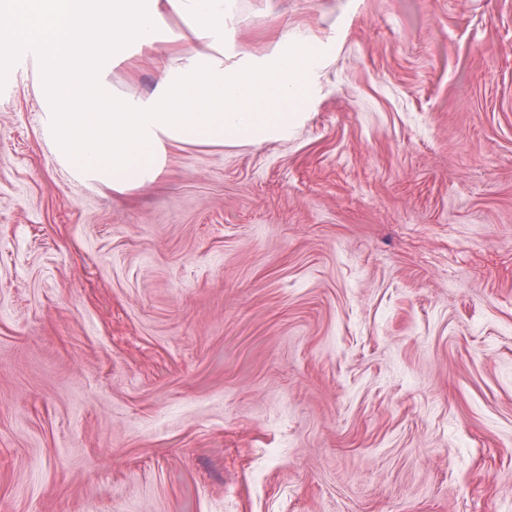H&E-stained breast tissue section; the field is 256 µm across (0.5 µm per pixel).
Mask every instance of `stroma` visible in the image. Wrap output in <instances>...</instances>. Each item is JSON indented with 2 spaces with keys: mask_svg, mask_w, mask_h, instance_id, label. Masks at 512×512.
Wrapping results in <instances>:
<instances>
[{
  "mask_svg": "<svg viewBox=\"0 0 512 512\" xmlns=\"http://www.w3.org/2000/svg\"><path fill=\"white\" fill-rule=\"evenodd\" d=\"M288 34V140L124 193L0 71V512H512V0H236L235 50Z\"/></svg>",
  "mask_w": 512,
  "mask_h": 512,
  "instance_id": "1",
  "label": "stroma"
}]
</instances>
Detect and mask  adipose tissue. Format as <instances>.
<instances>
[{"instance_id": "1", "label": "adipose tissue", "mask_w": 512, "mask_h": 512, "mask_svg": "<svg viewBox=\"0 0 512 512\" xmlns=\"http://www.w3.org/2000/svg\"><path fill=\"white\" fill-rule=\"evenodd\" d=\"M234 0H0V54L40 48L43 133L78 179L124 192L155 181L172 147L286 139L320 91L323 49L286 36L269 54L227 47ZM191 46L154 91L121 94L108 73L130 43L155 46L166 13Z\"/></svg>"}]
</instances>
